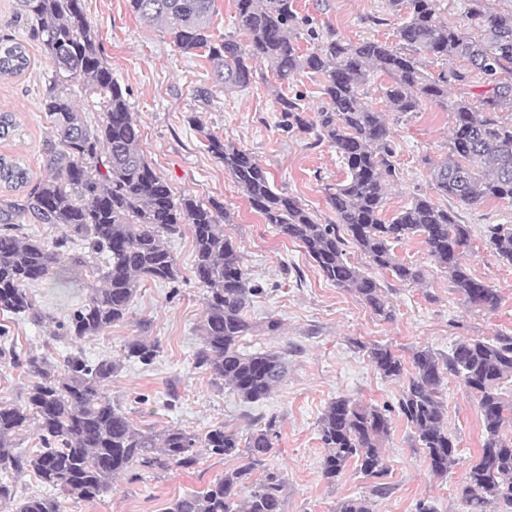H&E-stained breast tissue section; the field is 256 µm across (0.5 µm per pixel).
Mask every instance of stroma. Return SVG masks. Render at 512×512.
I'll return each instance as SVG.
<instances>
[{"label":"stroma","instance_id":"1","mask_svg":"<svg viewBox=\"0 0 512 512\" xmlns=\"http://www.w3.org/2000/svg\"><path fill=\"white\" fill-rule=\"evenodd\" d=\"M295 5L313 26L334 28L353 42L395 43L401 23L389 12L387 0H295ZM83 7L114 81L126 92L141 148L156 174L174 195L186 193L206 205L218 203L230 216L224 233L236 242L252 281L263 289L250 310L255 329L244 338L242 351L284 352L288 372L266 399L246 404L218 389L207 371L194 368L204 310L194 274V242L187 231L165 241L178 268L175 283L141 281L125 320L104 334L73 341L55 335L52 325L37 326L0 312V325L7 326L18 351L38 350L56 365L77 351L92 361L121 359L132 336L158 343L160 352L152 365L123 361L107 395L123 407L135 427L156 432L175 425L202 434L221 423L243 433L249 421L276 419L280 437L267 465L286 476L283 512H335L340 499L363 496L370 498L373 512H415L420 500L431 503L435 512H465L459 485L479 455L482 437L478 399L459 379L446 376L441 391L448 431L457 441L456 465L447 475H433L406 420L393 416L383 449L384 480L392 492L383 498L373 496V478L352 468L336 486L327 485L321 473L324 449L318 422L339 397L363 405H396L404 384L381 377L366 345L391 346L406 359L427 347L443 361L459 340L512 336V264L502 260L486 239L489 225L512 224V202L447 203L471 228L473 247L466 264L474 277L498 290L501 302L495 311L467 309L420 238L410 237L396 243L394 251L425 269L426 284L409 285L372 271L395 307L394 319L383 320L353 293L323 278L303 248L264 223L206 147V136L212 133L247 150L271 184L298 199L317 223H335L325 187L344 181L347 169L335 149L316 142L314 134L283 131L277 103L279 95L302 94L303 117L314 120L323 103L320 77L301 75L287 89L262 80L246 89L216 85L205 106L196 100L194 89L209 76L200 58L174 46L168 26H143L129 0H83ZM1 37L25 43L31 62L23 74L0 78V110L15 113L20 123L18 136L0 139V155L20 158L37 178L49 127L40 94L51 63L29 42L19 0H0ZM388 82L385 76L376 79L366 97L385 114L399 171L383 208L387 220L413 197L432 195L428 164L447 155L452 127L451 114L430 102L404 116L386 111L381 89ZM31 293L43 310L60 320L84 300L87 283L72 276L61 283L48 280L32 285ZM271 320L279 322V331H268ZM173 391L178 394L174 403L169 400ZM227 465V460L205 453L187 470L149 471L135 480L118 477L111 490L92 503L66 494L59 501L63 512H165L171 499L203 490L223 476Z\"/></svg>","mask_w":512,"mask_h":512}]
</instances>
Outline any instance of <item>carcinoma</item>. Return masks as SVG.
Segmentation results:
<instances>
[{"instance_id":"1","label":"carcinoma","mask_w":512,"mask_h":512,"mask_svg":"<svg viewBox=\"0 0 512 512\" xmlns=\"http://www.w3.org/2000/svg\"><path fill=\"white\" fill-rule=\"evenodd\" d=\"M390 12L403 17L396 45L378 40L353 43L331 28L310 26L294 0H235V35L216 40L210 18L216 0H129L146 25L170 26L174 46L207 59L211 76L226 88L255 81L254 62L266 65L279 85L304 72L322 78L324 105L313 123L300 115L301 96L278 98L281 126L316 131V140L336 149L347 166L346 180L327 200L336 223L319 224L303 205L274 190L267 172L250 153L207 137L208 150L224 163L250 207L264 223L299 244L327 281L350 290L374 315L394 318L395 308L376 279L347 257L351 242L369 265L397 280L421 285L422 268L404 263L393 244L419 236L428 256L448 274L459 300L472 310L492 312L499 292L473 277L465 258L471 229L456 214L426 195L416 196L390 221L381 218L387 185L397 178L391 132L384 114L365 102V87L383 73L387 106L405 114L430 101L453 115L448 155L430 166L437 195L466 206L485 200L512 201V0H467L466 22L452 26L441 19L438 0H387ZM31 22L29 39L52 64L41 95L50 124L44 140L42 176L31 183L29 169L0 156V186L27 193L0 201V311L42 326L53 321L36 304L30 285L58 275L67 266L91 282L84 301L60 325L72 341L97 336L125 319L140 282L172 283L178 269L164 238L191 231L195 243V278L203 288L205 319L202 343L193 365L241 401L265 399L285 378L282 352L245 354L242 340L254 329L249 315L253 297L264 289L250 284L238 246L224 235V209L207 207L191 195L174 198L140 148V130L121 87L112 79L100 41L81 0H21ZM313 47L301 51V31ZM445 62L437 75L425 71L420 54ZM30 66L21 42L0 40V77L16 76ZM463 95L448 104V88ZM480 88L477 93L471 87ZM476 98L471 103L469 97ZM100 113L92 124L85 113ZM14 113L0 112V139L18 135ZM53 224L61 232L45 243L23 235L20 218ZM486 237L497 255L512 263V225L493 224ZM0 327V359L31 377L22 405L0 402V472L13 479L34 473L62 494L93 502L112 488L120 474L136 476L147 468L166 472L198 462L196 449L245 463L201 492L170 500L166 512H282L285 474L267 468L277 421L271 418L247 437L218 424L200 436L177 426L159 433L138 429L126 411L112 402L105 387L121 360L152 364L159 345L132 337L122 359L90 361L70 354L58 368L44 356L24 354ZM380 375L407 379L397 408L365 406L345 397L332 401L319 422L325 449L322 476L338 482L350 466L372 478L387 472L382 445L398 411L414 428L430 471L443 476L457 461L456 440L448 433L440 398L443 371L459 378L479 396L482 444L461 484L465 512H512V336L464 339L445 364L423 348L413 353L412 370L389 346H365ZM37 425L39 447L18 450V440ZM247 496H242V492ZM15 512H62L57 498L22 491L0 479V502ZM336 512H372L366 498L341 500Z\"/></svg>"}]
</instances>
